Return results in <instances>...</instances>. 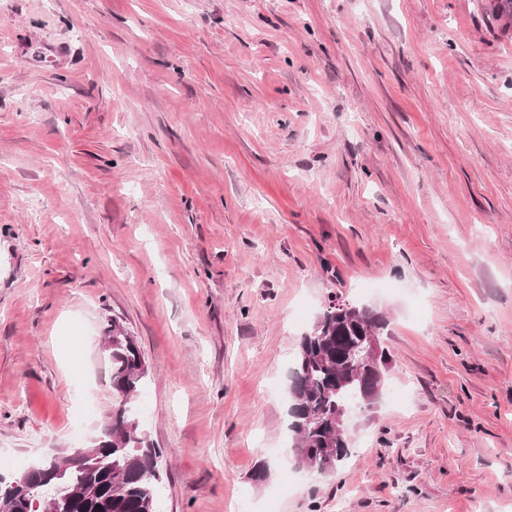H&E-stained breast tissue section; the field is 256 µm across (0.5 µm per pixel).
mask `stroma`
I'll return each mask as SVG.
<instances>
[{
	"instance_id": "35a3bbf8",
	"label": "stroma",
	"mask_w": 512,
	"mask_h": 512,
	"mask_svg": "<svg viewBox=\"0 0 512 512\" xmlns=\"http://www.w3.org/2000/svg\"><path fill=\"white\" fill-rule=\"evenodd\" d=\"M336 296L392 362L315 476L285 391ZM115 319L157 512H512V18L0 0V474L104 430Z\"/></svg>"
}]
</instances>
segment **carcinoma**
Returning a JSON list of instances; mask_svg holds the SVG:
<instances>
[{
    "label": "carcinoma",
    "instance_id": "cac0c4a2",
    "mask_svg": "<svg viewBox=\"0 0 512 512\" xmlns=\"http://www.w3.org/2000/svg\"><path fill=\"white\" fill-rule=\"evenodd\" d=\"M385 326L383 316L364 306L352 314L331 302L300 336L286 391L288 435L308 451L310 468L320 475L330 473L321 449L337 450L342 461L350 454L349 435L336 431V415L363 404L373 375L354 351ZM107 333L112 423L96 443L94 458L73 461L63 453L42 459L40 472L25 482L18 474L0 477V512H157L162 452L140 430L132 403L147 364L122 323L112 320Z\"/></svg>",
    "mask_w": 512,
    "mask_h": 512
}]
</instances>
